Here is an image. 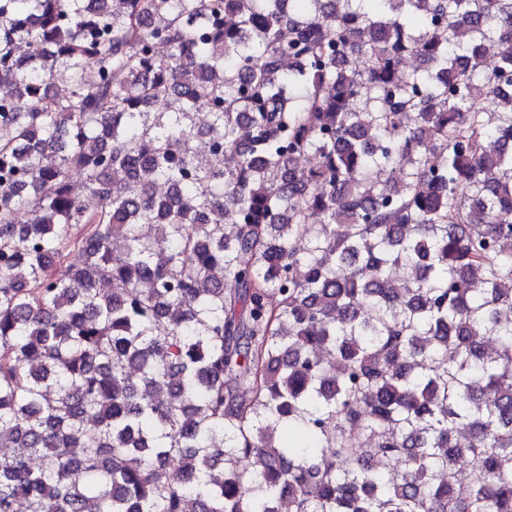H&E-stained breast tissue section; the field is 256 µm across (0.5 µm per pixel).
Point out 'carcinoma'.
Masks as SVG:
<instances>
[{
    "instance_id": "1",
    "label": "carcinoma",
    "mask_w": 512,
    "mask_h": 512,
    "mask_svg": "<svg viewBox=\"0 0 512 512\" xmlns=\"http://www.w3.org/2000/svg\"><path fill=\"white\" fill-rule=\"evenodd\" d=\"M0 85V512H512V0H0Z\"/></svg>"
}]
</instances>
